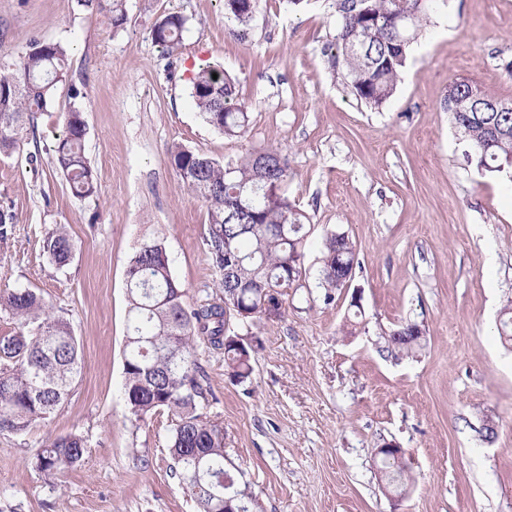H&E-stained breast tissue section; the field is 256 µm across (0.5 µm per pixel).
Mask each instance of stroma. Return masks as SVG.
Listing matches in <instances>:
<instances>
[{
    "label": "stroma",
    "instance_id": "obj_1",
    "mask_svg": "<svg viewBox=\"0 0 512 512\" xmlns=\"http://www.w3.org/2000/svg\"><path fill=\"white\" fill-rule=\"evenodd\" d=\"M173 8L188 24L168 57L152 28ZM126 17L115 30L77 0H0V64L35 39L69 50V81L37 119L41 165L22 149L0 154V207L17 215L0 293L41 292L81 343L64 404L26 433H0V512H197L168 454L170 418L135 421L123 390L125 270L138 244L163 238L187 303L216 293L208 210L181 186L175 144L227 164L282 150L307 224L300 287L285 290L281 318L251 327L261 346L250 379L232 382L220 352L199 355L224 468L257 512H512V343L497 331L512 298V182L468 164L444 106L460 78L512 99V0H446L376 109L332 65L334 0H259L246 27L225 18L224 0H126ZM215 61L251 114L243 136L212 128L189 98ZM74 105L98 181L86 199L53 165ZM56 224L75 243L62 270L42 252ZM330 231L358 256L350 290L328 302L318 277ZM405 321L421 326V348L382 354L383 332ZM71 432L87 443L81 465L53 478L32 468L36 448ZM387 442L411 476L401 491L379 470Z\"/></svg>",
    "mask_w": 512,
    "mask_h": 512
}]
</instances>
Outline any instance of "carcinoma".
<instances>
[{
  "instance_id": "1",
  "label": "carcinoma",
  "mask_w": 512,
  "mask_h": 512,
  "mask_svg": "<svg viewBox=\"0 0 512 512\" xmlns=\"http://www.w3.org/2000/svg\"><path fill=\"white\" fill-rule=\"evenodd\" d=\"M125 0H79V5L107 16L112 27L126 22ZM335 0L336 42L341 65L357 99L377 108L396 92L409 47L446 0ZM254 10L245 0H224L225 17L247 26ZM188 19L179 11L165 14L152 29L162 52L172 55ZM68 51L58 43L34 40L13 67L0 75V152L9 153L36 140L35 115L44 112L59 85L68 81ZM217 77H212V74ZM189 94L206 121L227 136L247 132L250 115L234 81L219 64L199 71ZM503 112H462L448 102V113L469 148L468 159L484 175L512 181V100ZM495 124L507 129L502 139L490 136ZM64 134L54 148V165L72 193L90 198L97 177L85 156L86 125L80 108L65 113ZM170 163L181 183L207 203L206 245L217 272L221 295L194 306L172 274L163 239L143 242L126 268L129 333L123 373L129 413L143 421L158 411L171 415L169 453L178 477L198 505V512H223L224 428L202 409L213 396L199 361L200 344L224 354L226 374L237 383L252 374L256 348L227 341L238 333L230 318L242 325L265 315L263 303L281 315L282 290L305 273L303 246L307 232L303 214L288 196V158L276 150L250 152L224 165L200 151L174 145ZM17 222L9 208H0V243L11 238ZM43 251L58 269L70 264L75 244L65 225L46 232ZM356 252L342 232L325 235L320 270L324 300L344 288ZM0 311L12 320L0 335V431L24 433L45 421L64 403L81 371L79 343L70 323L51 312L42 295L23 289L0 295ZM404 322L391 329L396 338L385 343L392 356L409 355L420 347ZM86 442L77 433L57 437L35 454L32 465L54 477L80 464ZM387 486L399 490L407 481L402 458L380 457Z\"/></svg>"
}]
</instances>
